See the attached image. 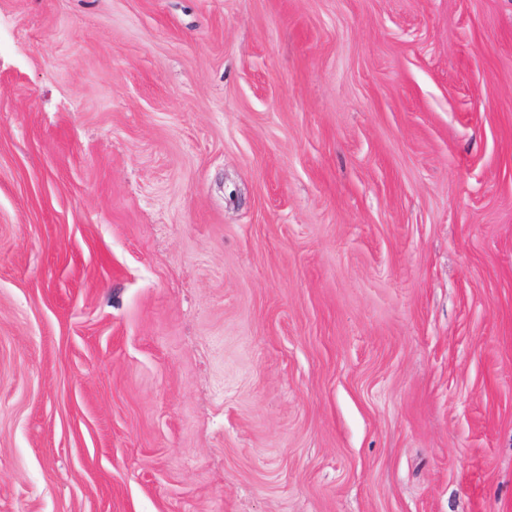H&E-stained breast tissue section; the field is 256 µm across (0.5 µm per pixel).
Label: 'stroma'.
Segmentation results:
<instances>
[{
	"label": "stroma",
	"mask_w": 512,
	"mask_h": 512,
	"mask_svg": "<svg viewBox=\"0 0 512 512\" xmlns=\"http://www.w3.org/2000/svg\"><path fill=\"white\" fill-rule=\"evenodd\" d=\"M0 512H512V0H0Z\"/></svg>",
	"instance_id": "35a3bbf8"
}]
</instances>
